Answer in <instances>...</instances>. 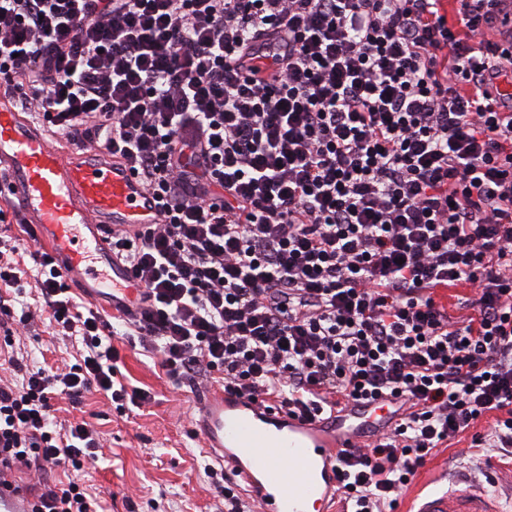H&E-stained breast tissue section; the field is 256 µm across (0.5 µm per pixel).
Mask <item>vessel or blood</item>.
<instances>
[{"label":"vessel or blood","instance_id":"vessel-or-blood-1","mask_svg":"<svg viewBox=\"0 0 512 512\" xmlns=\"http://www.w3.org/2000/svg\"><path fill=\"white\" fill-rule=\"evenodd\" d=\"M491 42L512 35V0L495 9ZM0 190L33 226L67 280L89 297L119 302L139 286L108 245L112 233L155 223L154 195L129 167L96 150L64 152L0 96ZM205 452L241 477L257 512H335L336 454L363 448L389 427L366 408L326 417L290 415L263 402L213 389L193 419ZM34 500L0 468V512H32ZM413 512H503L496 496L469 480L417 497Z\"/></svg>","mask_w":512,"mask_h":512}]
</instances>
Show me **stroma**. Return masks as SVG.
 Segmentation results:
<instances>
[{"mask_svg": "<svg viewBox=\"0 0 512 512\" xmlns=\"http://www.w3.org/2000/svg\"><path fill=\"white\" fill-rule=\"evenodd\" d=\"M1 236L19 239L21 249L15 259L31 283L38 271L31 256L36 245L0 195ZM113 344L119 353L118 379L149 391L151 400L119 409L96 392L77 403L56 396L53 421H86L99 432L104 446L93 466L78 472L60 468L52 472V479L75 478L88 486L93 512H215L214 489L206 474L211 459L192 428L202 386L175 384L140 349L119 338ZM20 348L30 368L51 370L74 363L83 345L80 337L64 335L45 319L33 335L21 337ZM471 440L472 433L463 432L459 443L430 458L400 494L395 512H407L416 494L444 486L449 479L484 482L512 471L506 456L495 450L472 451Z\"/></svg>", "mask_w": 512, "mask_h": 512, "instance_id": "stroma-1", "label": "stroma"}]
</instances>
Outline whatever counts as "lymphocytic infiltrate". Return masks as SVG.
<instances>
[{
	"instance_id": "obj_1",
	"label": "lymphocytic infiltrate",
	"mask_w": 512,
	"mask_h": 512,
	"mask_svg": "<svg viewBox=\"0 0 512 512\" xmlns=\"http://www.w3.org/2000/svg\"><path fill=\"white\" fill-rule=\"evenodd\" d=\"M0 0V78L22 109L97 130L159 202L111 239L144 288L128 335L174 378L330 414L376 400L395 425L340 450L342 512L400 489L484 416L512 447V45L497 0ZM36 286L83 359L0 380V465L95 461L96 431L49 429L55 394L140 404L112 326L35 252ZM470 287L469 313L435 302ZM36 512H90L44 482ZM512 1V0H511ZM505 1L503 5L494 9L495 23L494 30L491 32L490 41L493 43L500 42L501 39L512 34V2Z\"/></svg>"
}]
</instances>
